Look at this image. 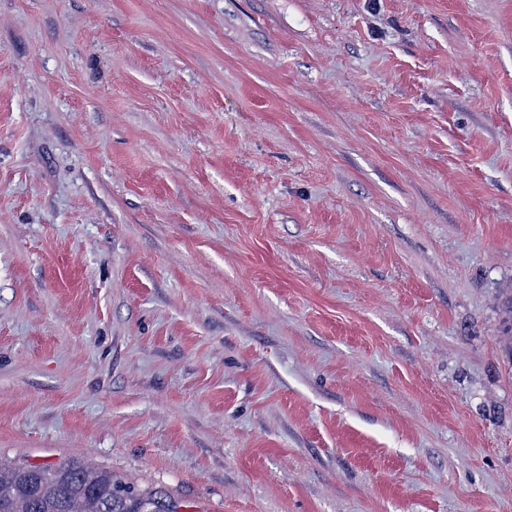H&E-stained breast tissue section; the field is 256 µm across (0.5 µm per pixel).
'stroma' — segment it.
Masks as SVG:
<instances>
[{"label":"stroma","instance_id":"stroma-1","mask_svg":"<svg viewBox=\"0 0 512 512\" xmlns=\"http://www.w3.org/2000/svg\"><path fill=\"white\" fill-rule=\"evenodd\" d=\"M512 0H0V456L195 512H512Z\"/></svg>","mask_w":512,"mask_h":512}]
</instances>
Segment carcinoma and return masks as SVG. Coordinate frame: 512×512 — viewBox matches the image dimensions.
Segmentation results:
<instances>
[{
	"label": "carcinoma",
	"instance_id": "1",
	"mask_svg": "<svg viewBox=\"0 0 512 512\" xmlns=\"http://www.w3.org/2000/svg\"><path fill=\"white\" fill-rule=\"evenodd\" d=\"M502 307L512 362V293ZM0 512H179V507L161 489L140 490L91 464L0 462Z\"/></svg>",
	"mask_w": 512,
	"mask_h": 512
}]
</instances>
